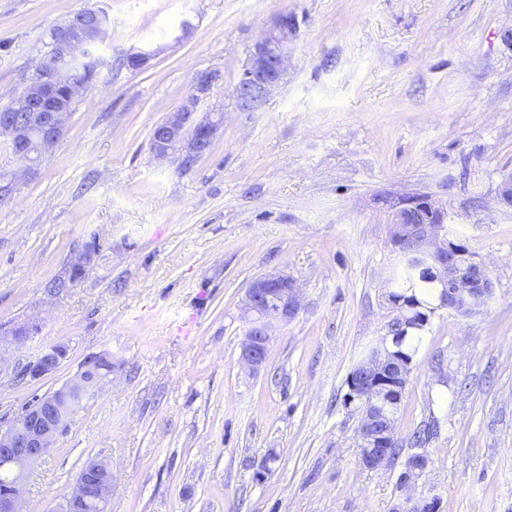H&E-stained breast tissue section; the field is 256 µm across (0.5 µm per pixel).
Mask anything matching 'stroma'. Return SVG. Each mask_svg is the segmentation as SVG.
I'll list each match as a JSON object with an SVG mask.
<instances>
[{
	"mask_svg": "<svg viewBox=\"0 0 512 512\" xmlns=\"http://www.w3.org/2000/svg\"><path fill=\"white\" fill-rule=\"evenodd\" d=\"M109 18L64 133L24 171L0 137V423L91 355L112 373L29 471L26 504L59 512L86 460L112 467L108 512H400L397 471L360 463L349 372L388 334L400 257L375 198L431 196L487 267L470 316L439 310L396 419H438L418 489L440 512H512V0H0V106L52 32ZM283 13L286 72L252 110L235 88ZM148 53L137 69L126 54ZM194 102L222 124L191 164L151 131ZM99 248L81 281L69 261ZM300 290L260 370L240 361L250 283ZM61 344L34 380L25 366ZM94 253L95 250L87 246L78 255H76L72 260V264L76 268V271L72 272L66 279H59L55 283V288H68L82 279V273L78 270H81L84 273L85 268L90 264ZM66 357L67 352L65 349L56 345L51 346L27 366L26 373L34 378H41L55 371Z\"/></svg>",
	"mask_w": 512,
	"mask_h": 512,
	"instance_id": "stroma-1",
	"label": "stroma"
}]
</instances>
